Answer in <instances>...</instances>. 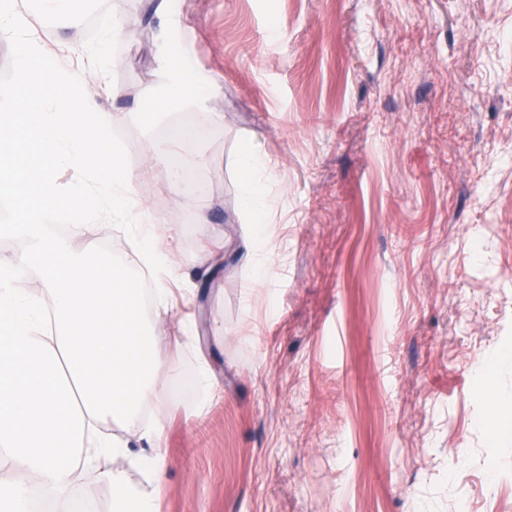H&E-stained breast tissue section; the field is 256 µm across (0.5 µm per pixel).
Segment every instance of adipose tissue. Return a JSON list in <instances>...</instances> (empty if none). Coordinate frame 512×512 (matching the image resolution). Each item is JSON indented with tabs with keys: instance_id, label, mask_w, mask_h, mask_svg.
I'll list each match as a JSON object with an SVG mask.
<instances>
[{
	"instance_id": "1",
	"label": "adipose tissue",
	"mask_w": 512,
	"mask_h": 512,
	"mask_svg": "<svg viewBox=\"0 0 512 512\" xmlns=\"http://www.w3.org/2000/svg\"><path fill=\"white\" fill-rule=\"evenodd\" d=\"M132 32L131 19H105L97 45L63 64L65 40L47 43L17 0H0V37L16 49L14 80L0 90V141L31 146L42 162L36 171L0 165V197L24 199L0 233L25 243L0 257V512H34L35 487L53 498L56 512H72L78 473L88 465L99 467L112 490L110 512L161 510L166 436L163 426L141 425L140 413L174 403L170 361L194 338L190 317L170 336L152 335L147 319L190 306L195 283L170 266L160 246L180 229L159 223L142 202L141 172L161 171L175 194L183 186L163 148L148 147L141 170L122 166L112 146V105L122 91L105 80L96 92L86 88L87 71L105 69L108 43ZM162 73L184 104L197 105L213 90L211 79L183 65L172 36L165 40ZM238 165L241 206L263 220L267 162L246 147ZM60 169L69 171L67 182H58ZM62 220L78 223L86 236L82 251L51 233V224ZM112 222L130 238L136 267L103 256L91 239L94 225ZM18 267L35 272L41 292L15 285ZM145 270L153 278L149 313L141 289ZM109 422L137 430V441L97 433V425ZM118 458L123 467H112ZM132 469L143 473L144 484L130 482Z\"/></svg>"
}]
</instances>
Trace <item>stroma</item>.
I'll list each match as a JSON object with an SVG mask.
<instances>
[{
    "label": "stroma",
    "instance_id": "stroma-1",
    "mask_svg": "<svg viewBox=\"0 0 512 512\" xmlns=\"http://www.w3.org/2000/svg\"><path fill=\"white\" fill-rule=\"evenodd\" d=\"M23 9L77 48L101 10L135 20L106 49L127 167L184 115H224L203 151L229 245L191 309L195 348L170 364L192 388L156 417L161 512H512L487 479L512 483V0ZM165 27L216 81L201 105L154 109ZM244 145L273 173L262 239L239 203ZM140 193L189 259L195 205L149 171Z\"/></svg>",
    "mask_w": 512,
    "mask_h": 512
}]
</instances>
